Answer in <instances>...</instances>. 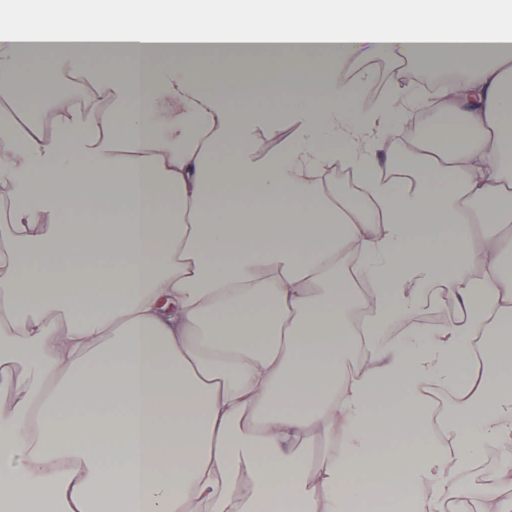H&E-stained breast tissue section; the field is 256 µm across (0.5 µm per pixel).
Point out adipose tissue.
Returning <instances> with one entry per match:
<instances>
[{"instance_id": "adipose-tissue-1", "label": "adipose tissue", "mask_w": 512, "mask_h": 512, "mask_svg": "<svg viewBox=\"0 0 512 512\" xmlns=\"http://www.w3.org/2000/svg\"><path fill=\"white\" fill-rule=\"evenodd\" d=\"M43 0L51 19L0 14V79L18 45L57 49L58 72L110 89L0 113V512H266L288 498L349 512L370 495L410 512H512L473 494L465 463L502 449L512 485V11L500 0ZM279 26L248 56L185 48L197 36ZM403 55L439 80L452 150L384 173L390 132L337 65ZM240 74L215 77L217 64ZM301 71L302 112L237 106ZM353 112L342 149L323 133ZM293 133L255 158L261 128ZM354 168L360 204L331 172ZM354 259L369 283L337 271ZM458 318L427 326L424 293ZM22 375H15V365ZM454 393L448 440L428 387ZM322 434L332 454L298 453Z\"/></svg>"}]
</instances>
